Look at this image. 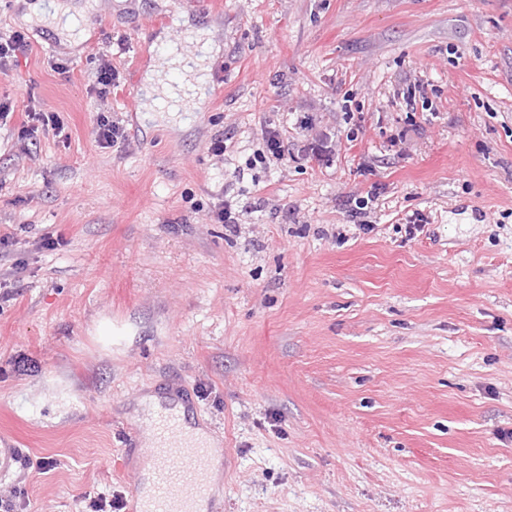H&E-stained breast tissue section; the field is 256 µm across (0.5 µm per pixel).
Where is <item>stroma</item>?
I'll use <instances>...</instances> for the list:
<instances>
[{
    "instance_id": "stroma-1",
    "label": "stroma",
    "mask_w": 512,
    "mask_h": 512,
    "mask_svg": "<svg viewBox=\"0 0 512 512\" xmlns=\"http://www.w3.org/2000/svg\"><path fill=\"white\" fill-rule=\"evenodd\" d=\"M222 2L0 0L33 43L0 74V496L115 512L177 399L223 450L216 512H512V0ZM193 29L205 103L158 111L138 90ZM31 98L61 135L20 138ZM118 79V71L112 68V63H110L109 60L103 59V62L98 67L95 75V84L97 87L93 88L102 103L107 99L106 95L110 88L112 86H119ZM95 137L102 147H110L119 139H125V130L118 123L109 121L105 116L99 115L95 128Z\"/></svg>"
}]
</instances>
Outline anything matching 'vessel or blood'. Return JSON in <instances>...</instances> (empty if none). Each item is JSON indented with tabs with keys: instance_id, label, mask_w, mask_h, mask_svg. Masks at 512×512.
Wrapping results in <instances>:
<instances>
[{
	"instance_id": "obj_1",
	"label": "vessel or blood",
	"mask_w": 512,
	"mask_h": 512,
	"mask_svg": "<svg viewBox=\"0 0 512 512\" xmlns=\"http://www.w3.org/2000/svg\"><path fill=\"white\" fill-rule=\"evenodd\" d=\"M155 429L158 446L149 453L151 467L145 477L152 490L133 488L126 512H200L210 500L214 449L187 432L174 412H162Z\"/></svg>"
}]
</instances>
